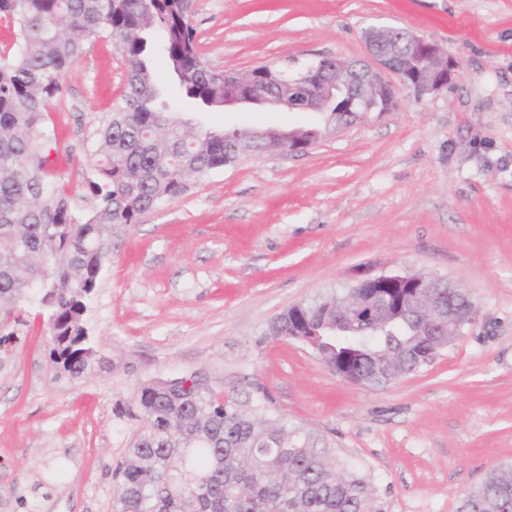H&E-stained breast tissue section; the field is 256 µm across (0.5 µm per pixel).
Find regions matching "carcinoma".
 <instances>
[{"label":"carcinoma","mask_w":512,"mask_h":512,"mask_svg":"<svg viewBox=\"0 0 512 512\" xmlns=\"http://www.w3.org/2000/svg\"><path fill=\"white\" fill-rule=\"evenodd\" d=\"M0 18L16 28L0 54V309L13 315L18 343L22 305L51 277L40 301L50 318V359L75 380L102 368L91 354L83 312L111 253L112 227H131L194 178L228 166L240 151L268 150L244 131L192 133L167 112L148 62L147 35L179 80L181 97L207 110L224 107L234 73L209 68L182 0H0ZM108 34L127 68L126 89L103 124L96 154V197L78 209L49 166L58 152L50 109L86 39ZM331 294L280 314L282 334L308 336L328 369L365 371L374 386L410 373L438 355L427 314L391 307L381 328ZM120 415L142 422L117 461L114 512H386L369 476L342 465L321 436L201 380L154 379L134 386ZM458 512H512V469L496 471L465 493Z\"/></svg>","instance_id":"obj_1"}]
</instances>
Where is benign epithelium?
I'll use <instances>...</instances> for the list:
<instances>
[{"label": "benign epithelium", "mask_w": 512, "mask_h": 512, "mask_svg": "<svg viewBox=\"0 0 512 512\" xmlns=\"http://www.w3.org/2000/svg\"><path fill=\"white\" fill-rule=\"evenodd\" d=\"M368 50L372 64H357L337 56H323L305 66L298 77L281 83L282 94H270L265 78L249 70L237 74L241 94L224 102L226 107L253 109L257 106L279 108L288 105L289 93L297 88L307 92L305 112H322L325 103L336 100V111L361 116L369 112H388L396 104L394 83L411 90L416 96L437 92L460 77L457 60L437 43L397 27L370 26ZM433 277L422 274L380 272L369 274L359 284L371 289L370 296L356 308L371 314L375 311L380 288H419L418 301L431 312L430 323H446L458 333L473 323L472 300L443 302L428 292Z\"/></svg>", "instance_id": "7a95c632"}]
</instances>
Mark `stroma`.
I'll use <instances>...</instances> for the list:
<instances>
[{
  "instance_id": "stroma-1",
  "label": "stroma",
  "mask_w": 512,
  "mask_h": 512,
  "mask_svg": "<svg viewBox=\"0 0 512 512\" xmlns=\"http://www.w3.org/2000/svg\"><path fill=\"white\" fill-rule=\"evenodd\" d=\"M203 60L240 73L323 55L363 61L364 28L440 44L460 78L324 133L306 152L246 156L112 235L84 326L108 370L55 371L29 334L0 356V512H112L114 462L138 422L117 406L141 381L202 372L267 394L271 416L323 436L369 475L387 512H457L512 466V0H190ZM150 67L185 128L324 125L314 112L185 106L160 51ZM126 86L109 38L86 42L52 107L61 174L91 210L97 132ZM462 285L475 320L420 369L384 386L330 373L304 343L264 334L279 313L344 293L363 272Z\"/></svg>"
}]
</instances>
